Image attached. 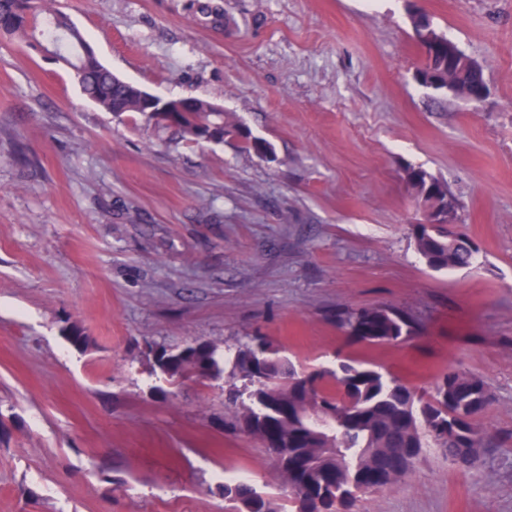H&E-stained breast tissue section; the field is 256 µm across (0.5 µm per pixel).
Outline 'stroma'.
<instances>
[{"mask_svg":"<svg viewBox=\"0 0 512 512\" xmlns=\"http://www.w3.org/2000/svg\"><path fill=\"white\" fill-rule=\"evenodd\" d=\"M209 2L221 20L198 0H59L115 74L218 103L266 154L128 124L0 44V512H225L228 470L279 491L257 441L225 426L223 380L165 396L149 372L152 345L254 335L306 367L486 379L482 466L429 450L358 508L512 512V0ZM414 4L483 65L484 103L417 83ZM410 168L457 198L474 265H425ZM379 305L416 336L368 344L336 324Z\"/></svg>","mask_w":512,"mask_h":512,"instance_id":"1","label":"stroma"}]
</instances>
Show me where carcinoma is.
Listing matches in <instances>:
<instances>
[{"label":"carcinoma","mask_w":512,"mask_h":512,"mask_svg":"<svg viewBox=\"0 0 512 512\" xmlns=\"http://www.w3.org/2000/svg\"><path fill=\"white\" fill-rule=\"evenodd\" d=\"M410 22L420 51V85L446 91L484 84L483 68L464 56L448 77V37L427 13L412 11ZM0 38L50 53L83 95L117 118L139 116L195 144L234 133L243 150L269 151L267 142L224 125L214 102L190 96L179 112L151 111L147 92L116 77L68 13L50 0H0ZM406 183L423 212H458V203L448 206V186L427 172L407 171ZM413 235L417 252L434 271L468 267L479 253L457 224H415ZM336 320L360 342H397L414 333L413 320L391 306L338 314ZM151 355L157 376L227 377L226 410L233 426L257 440L284 477L279 496L253 479L224 482L230 512H356L362 490L381 492L405 483L431 448L463 469L483 463L480 419L495 396L484 378L460 368L420 389L349 359H336L332 368L299 369L260 336L222 352L198 342L176 351L156 347Z\"/></svg>","instance_id":"obj_1"}]
</instances>
